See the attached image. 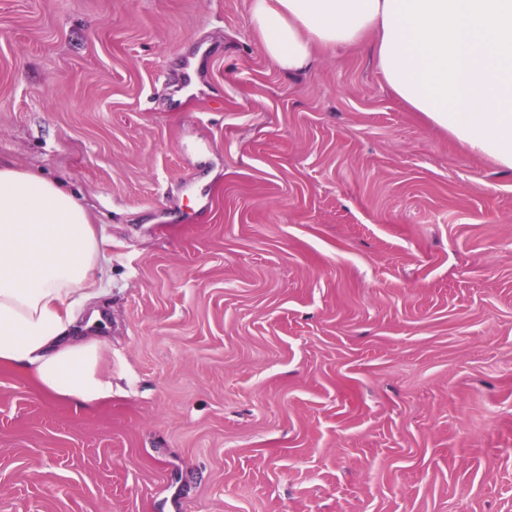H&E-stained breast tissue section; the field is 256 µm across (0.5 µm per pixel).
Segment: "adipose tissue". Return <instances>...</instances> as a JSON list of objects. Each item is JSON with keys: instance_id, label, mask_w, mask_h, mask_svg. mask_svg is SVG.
<instances>
[{"instance_id": "1", "label": "adipose tissue", "mask_w": 512, "mask_h": 512, "mask_svg": "<svg viewBox=\"0 0 512 512\" xmlns=\"http://www.w3.org/2000/svg\"><path fill=\"white\" fill-rule=\"evenodd\" d=\"M266 55L298 73L314 52L371 41L394 96L469 153L512 170V0H252ZM85 206L0 161V362L79 406L112 396L104 343L76 333L101 293Z\"/></svg>"}]
</instances>
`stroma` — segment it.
I'll use <instances>...</instances> for the list:
<instances>
[{"label": "stroma", "mask_w": 512, "mask_h": 512, "mask_svg": "<svg viewBox=\"0 0 512 512\" xmlns=\"http://www.w3.org/2000/svg\"><path fill=\"white\" fill-rule=\"evenodd\" d=\"M0 157L88 209L112 377L0 365V512H512V171L369 45L288 75L251 0H0Z\"/></svg>", "instance_id": "stroma-1"}]
</instances>
